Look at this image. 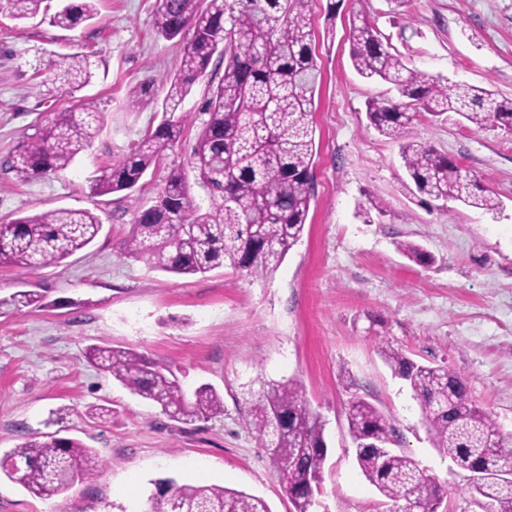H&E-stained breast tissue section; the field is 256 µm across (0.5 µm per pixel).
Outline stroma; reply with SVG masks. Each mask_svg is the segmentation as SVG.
Listing matches in <instances>:
<instances>
[{
	"mask_svg": "<svg viewBox=\"0 0 512 512\" xmlns=\"http://www.w3.org/2000/svg\"><path fill=\"white\" fill-rule=\"evenodd\" d=\"M159 0H98L99 16L74 30L20 22L0 0V223L60 207L87 209L100 238L61 264L29 274L0 266V297L34 290L46 301L0 310V454L57 434L96 449L109 468L96 481L49 499L0 476V512H144L154 480L219 485L294 512L263 443L248 424L249 390L261 380H299L324 424L321 489L309 512H388L359 470L347 430L350 402L372 403L397 430L396 449L448 483L455 512L469 495L431 444L411 390L384 363L386 337L423 364L448 366L473 400L512 434V133L478 128L455 113L425 114L415 134L480 177L500 200L493 213L412 195L399 146L366 116L369 101L393 97L349 56L353 16L366 11L385 46L428 77L512 99V0H313L310 28L321 84L312 114L317 154L301 241L275 274L231 267L180 276L123 254L136 204L149 205L171 170L190 171L209 80L183 104L180 143L140 181L134 198L91 195L90 180L121 162L162 119L161 108L128 110V90L162 81L182 42L158 35ZM94 63L74 97L53 89L54 64L68 55ZM82 105L101 113L89 150L66 170L23 179L7 162L46 115ZM411 242L435 261L422 266L398 249ZM108 343L170 369L186 392L212 385L221 416L190 424L132 394L88 362Z\"/></svg>",
	"mask_w": 512,
	"mask_h": 512,
	"instance_id": "obj_1",
	"label": "stroma"
}]
</instances>
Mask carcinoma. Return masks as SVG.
<instances>
[{"mask_svg": "<svg viewBox=\"0 0 512 512\" xmlns=\"http://www.w3.org/2000/svg\"><path fill=\"white\" fill-rule=\"evenodd\" d=\"M46 0H8L12 17H36ZM96 0H62L49 24L72 30L98 15ZM312 0H160L159 35L187 38L178 70L166 77L162 111L169 114L118 165L94 177L97 196L136 190L162 153L183 133L182 105L192 87L207 76L219 45L228 55L222 80L209 90L203 123L191 153L192 168L210 192V204L191 194L179 171H172L150 206L135 208V224L121 244L131 258L177 275L204 274L230 266L264 279L271 276L301 240L313 197L311 168L315 137L311 121L320 70L312 51ZM350 57L366 79L393 85L399 99L369 102L367 117L382 135L396 141L416 193L433 200L454 199L496 211L500 201L476 175L414 134L420 113L453 112L483 128L512 131V100H498L487 89L448 86L408 68L384 47L363 14L353 18ZM93 77L85 56H66L54 77L63 96H74ZM157 103L153 83L128 92L127 107L140 112ZM101 126V113L52 114L20 142L9 169L39 178L68 168L89 148ZM103 224L88 209L59 208L23 215L0 224V264L30 273L61 263L91 245ZM419 264L433 257L424 248L400 244ZM43 306V297L20 290L0 299V308L20 311ZM380 352L393 375L417 400L433 447L468 473L469 495L488 499L493 512H512V436L474 402L467 381L446 366L420 364L399 347L380 340ZM86 357L132 393L161 407L171 420L191 423L224 413V399L203 385L189 395L174 373L132 349L93 345ZM247 425L263 441L294 512H308L319 489L327 456L323 425L296 379L259 381ZM356 444L357 465L384 502L404 512L408 496L429 503L445 491L419 462L392 448L368 444L396 439L389 419L364 399L353 400L346 415ZM106 463L81 440L49 435L0 454V475L20 482L41 498L66 493L76 482H93ZM146 512H270L266 501L217 485L155 482Z\"/></svg>", "mask_w": 512, "mask_h": 512, "instance_id": "obj_1", "label": "carcinoma"}]
</instances>
